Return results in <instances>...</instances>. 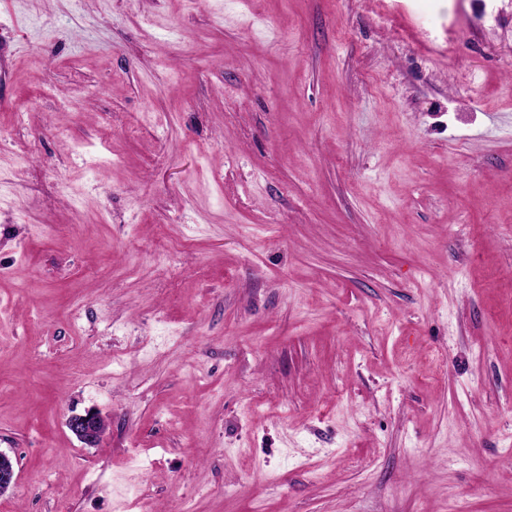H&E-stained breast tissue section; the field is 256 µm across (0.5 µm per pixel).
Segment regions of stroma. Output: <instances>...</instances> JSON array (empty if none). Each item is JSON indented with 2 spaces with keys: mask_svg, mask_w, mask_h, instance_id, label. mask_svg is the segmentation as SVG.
Wrapping results in <instances>:
<instances>
[{
  "mask_svg": "<svg viewBox=\"0 0 512 512\" xmlns=\"http://www.w3.org/2000/svg\"><path fill=\"white\" fill-rule=\"evenodd\" d=\"M0 449V512H512V0H0ZM68 426L79 441L89 447L96 446L106 432L104 419L95 411L71 416Z\"/></svg>",
  "mask_w": 512,
  "mask_h": 512,
  "instance_id": "1",
  "label": "stroma"
}]
</instances>
